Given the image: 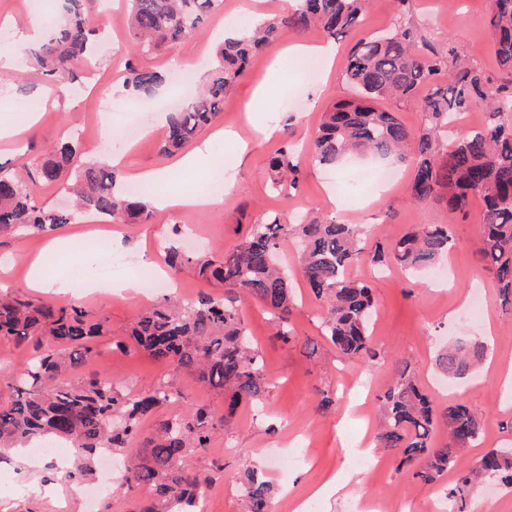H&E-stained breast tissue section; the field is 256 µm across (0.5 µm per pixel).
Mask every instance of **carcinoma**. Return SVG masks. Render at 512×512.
I'll return each mask as SVG.
<instances>
[{
	"mask_svg": "<svg viewBox=\"0 0 512 512\" xmlns=\"http://www.w3.org/2000/svg\"><path fill=\"white\" fill-rule=\"evenodd\" d=\"M66 15L52 27L51 37L25 48L19 65L36 70L60 94L78 78L77 65L91 57V18L98 0H68ZM369 0H297L296 8L260 24L241 29V37L219 46L217 63L204 86L178 111L169 115L160 148L173 154L210 127L224 108V98L246 74L252 58L276 42L288 28L304 32L318 24L330 39L360 25ZM400 13L391 27L360 38L343 61L345 79L355 97L323 113L308 147L298 149L283 139L268 166L272 188L295 190L308 166H334L349 155L369 156L384 163L410 160L414 170L406 187L414 204L446 202L448 210L466 215L472 200L481 203L478 216L479 260L496 280L499 291L512 297V80L497 82L467 62L457 47H436L422 31L405 20L409 0H395ZM130 44L123 73L126 87L139 97L153 96L162 76L141 61L159 54L168 44L198 33L210 16L223 9V0H125ZM495 37L500 67L512 71V0H490L486 17ZM389 97L421 100L423 122L405 127L395 113L379 107ZM473 108L484 112L476 130L450 140L448 123ZM73 142L42 147L35 169L12 171L0 166V238L24 230L55 231L86 213L116 222L149 223L154 211L146 194L117 184L106 164L73 165ZM75 196L74 208L47 207L27 189L36 178L58 185ZM297 246L296 271L288 273L280 257L283 241ZM453 239L446 224H416L399 239L370 251L360 228L344 224L318 209L300 212L289 224L270 211L254 224L241 243L221 260L190 256L169 248L168 262L189 266L201 278L224 284L220 295L200 294L191 301L167 298L142 313L128 336L143 351L165 359L177 373L224 391V415L219 423L204 408L162 422L142 436L141 418L169 401L173 392L158 384L131 397L106 372L93 373L66 388L54 386L57 376L86 363L91 340L109 332L103 321L71 302H39L0 291V336L18 345L31 344L37 355L13 377L15 399L0 405V446L30 443L54 436L70 443L79 473L90 470L99 451L128 452L125 480L154 488L159 505L140 512H198L199 488L207 477L182 465L193 448L209 447L216 425H231L238 407L261 400L270 382L264 361L254 347L239 303L262 304L274 323V336L292 339L295 310L293 282L300 276L322 303L320 329L345 359L374 362L371 325L376 312L370 286L348 275L350 268L370 263L405 271H423L448 254ZM488 351L482 342L455 344L437 357L448 377H463ZM383 423L377 447L397 452L399 466L413 467V476L434 482L444 474L457 476L448 493L450 512H464L474 485L498 479L512 488V448H491L471 466L460 453L483 440L478 418L461 403L437 408L410 371L409 362L395 361L392 382L381 395ZM448 443L434 442L437 431ZM245 512H270L271 485L249 470L240 483Z\"/></svg>",
	"mask_w": 512,
	"mask_h": 512,
	"instance_id": "obj_1",
	"label": "carcinoma"
}]
</instances>
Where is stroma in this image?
<instances>
[{"label": "stroma", "mask_w": 512, "mask_h": 512, "mask_svg": "<svg viewBox=\"0 0 512 512\" xmlns=\"http://www.w3.org/2000/svg\"><path fill=\"white\" fill-rule=\"evenodd\" d=\"M239 2L224 0L223 12L211 17L202 34L184 38L149 59V67L166 78L150 105L127 98L123 87L107 78L113 68L122 67L125 59L129 38L126 14L108 9L96 13L92 22L101 29L102 36L94 60L83 69L80 93L57 96L35 73L16 67L1 71L0 125L18 124L19 109L29 101L40 118L21 134V141H33L39 147L76 130L80 133L77 153L83 160L99 162L125 148L129 151V168L165 167L167 161L159 156L158 145L166 132L167 105L181 96L176 69L190 61L214 60L225 17H271L278 12L279 0H257L251 12L240 8ZM489 5V0H410L405 18L433 43L453 42L471 64L503 80L508 73L496 63L493 35L485 22ZM396 16L394 0H370L361 27L337 37L338 56H345L358 37L390 27ZM326 39L317 27L300 34L286 30L259 55L257 63L251 64L249 75L225 98L219 121L193 142L194 147H206L208 165L192 173L171 172L165 186L169 192L192 191L220 170L226 185L219 203L211 208L159 211L152 223L124 225L122 237L113 239L112 247L127 258V277H137L144 268L162 269L180 298L219 292L217 283L199 278L192 269H165L164 249L172 224L196 229L197 240L185 245L189 253L205 251L219 258L238 244L261 212L276 210L292 215L310 208L326 212L330 209L329 198L334 197L345 204L339 219L360 225L370 249L399 238L415 224L449 225L454 245L449 261L440 266L448 281L441 284L428 275L414 282L400 269L381 272L367 264L353 269L354 277L371 285L377 303L373 339L381 357L371 366L342 359L321 337V305L303 281L294 284L297 307L289 343L273 339L271 316L257 301H244L242 315L264 357L270 388L263 400L238 410L232 428L216 429L208 448L191 451L184 459L187 468L205 470L213 476L203 493L210 512H242L244 502L233 475L259 459L270 463L264 474L276 491L273 512H293L294 497L340 470L351 474L352 493L337 503L319 501L318 512H354L363 499L391 505L401 502L409 512H426L431 498L443 495L452 475H444L435 484L424 483L408 469L399 468L395 453L377 447L372 440L366 444L365 466H353L349 451L350 445L362 438L367 424L379 422L377 396L389 383L398 358L411 362L420 384L437 406L459 398L479 417L484 445L468 449L465 461L475 460L486 447H512V432L505 428L512 418V392L480 370L461 379L462 395L444 392L449 379L436 365L440 350L459 341H488L489 360H512V304L502 300L496 281L478 261L479 202L471 203L465 217L449 213L436 201L413 204L404 195L409 168H402L395 184L381 185L368 179L365 163L358 159L338 164L328 172L310 170L299 190L288 194L271 187L267 163L280 140L256 135L241 106L283 47L301 40ZM281 79L287 91L268 106L262 119L271 125L276 123L278 112L293 110L290 134L302 146L310 142L325 109L353 95L339 65L330 74L314 76L308 75L305 66H291L283 71ZM111 229L104 219L94 224L79 220L64 225L59 234L74 239L75 251L71 254L46 251L48 238L41 234L2 239L0 283L33 300H45V292L27 285L31 256L43 254L46 274L68 281L69 299L105 320L111 330L110 335L97 338L93 344L95 367L109 370L120 381L123 392L132 395L160 381L170 384L173 398L142 420L143 432H152L161 421L184 414L191 407L223 413L221 392L199 385L190 375L173 373L167 363L136 348L124 353L114 351L113 338L126 333L146 303L135 295L121 296L105 287L89 290L84 286L87 277L97 275L102 262L92 243L108 236ZM476 288L489 305L494 333H487L482 323L471 322L464 315ZM322 394L330 396L333 403L327 414L318 415L314 408ZM73 468V462L62 464L51 456H35L25 463L18 460L15 451H5L0 456V478L5 481L0 490V512H139L152 499L147 486L131 485L119 477L113 479L108 493H97L99 474L108 468L105 462H98L96 475L85 478L72 477Z\"/></svg>", "instance_id": "1"}]
</instances>
